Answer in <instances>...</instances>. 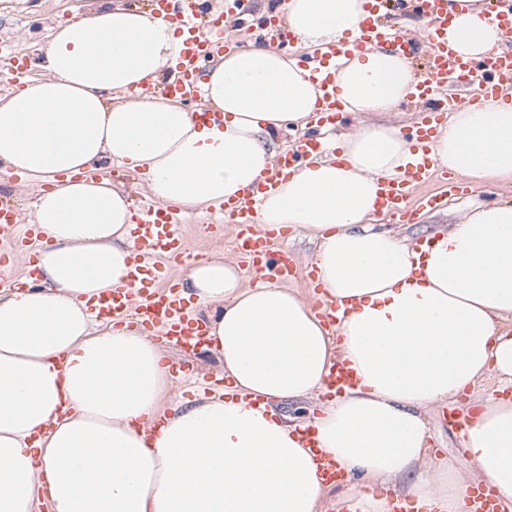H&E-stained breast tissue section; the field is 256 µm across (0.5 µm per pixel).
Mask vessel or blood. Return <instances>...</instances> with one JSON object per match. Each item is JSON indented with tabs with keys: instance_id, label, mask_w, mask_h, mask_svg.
<instances>
[{
	"instance_id": "1",
	"label": "vessel or blood",
	"mask_w": 512,
	"mask_h": 512,
	"mask_svg": "<svg viewBox=\"0 0 512 512\" xmlns=\"http://www.w3.org/2000/svg\"><path fill=\"white\" fill-rule=\"evenodd\" d=\"M153 4L154 15L176 23L182 38L176 63L180 76L166 86V98L193 103L192 116L198 125L223 127V113L200 102L201 81L214 54L224 48L225 19L247 15L250 0H153ZM391 5L397 13L425 19L423 37L383 24L381 18ZM365 8L368 15L356 36L325 44L315 54L309 69V79L320 91L315 117L317 122L332 127L338 125L344 112L336 87L338 59L376 47L405 57L420 52L427 55V71L409 92L410 99L424 107V116L412 133L418 151L399 177L381 181L377 198L378 212L401 220L408 215L413 193L445 174L432 159L428 146L441 120L462 105L478 104L483 97L512 103V52L490 56L476 65L449 49L447 30L452 17L448 0H367ZM265 36L279 47H290L295 42L292 32L276 16L267 19ZM28 70L26 55H0V83L23 86ZM324 150L315 133H308L277 156L263 180L245 189L236 200L220 204L224 220L209 225L208 230L220 238L225 224L237 225L233 249L256 276L285 283L294 275L287 251L274 248L271 233L256 225L259 195L275 188L301 163ZM186 222L182 208L171 202H151L134 212L132 234L136 247L126 276L129 289L99 299L92 307L97 321L163 337L187 354L205 345L206 331L202 324L186 318L173 276L174 268L192 257L184 235ZM36 239L34 225L22 223L15 213L0 209V288L22 287L24 275L16 268L14 258Z\"/></svg>"
}]
</instances>
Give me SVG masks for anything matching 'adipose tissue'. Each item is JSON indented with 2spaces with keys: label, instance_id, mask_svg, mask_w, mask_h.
Returning a JSON list of instances; mask_svg holds the SVG:
<instances>
[{
  "label": "adipose tissue",
  "instance_id": "adipose-tissue-1",
  "mask_svg": "<svg viewBox=\"0 0 512 512\" xmlns=\"http://www.w3.org/2000/svg\"><path fill=\"white\" fill-rule=\"evenodd\" d=\"M365 2L287 0L283 20L311 50L355 34ZM447 37L473 60L504 41L477 0ZM178 44L151 11L101 0L55 30L42 78L0 98V169L42 190L40 280L0 289V512H467L482 483L512 512V203L477 207L417 248L368 222L380 180L413 146L382 119L415 77L405 57L337 61L347 112L379 121L341 135V161L308 160L259 205L261 227L316 241L317 284L349 306L336 325L285 285H246L223 253L179 269L229 381L185 405L163 346L93 322L89 303L125 286L133 253V202L105 178L111 164L144 177L148 197L203 210L262 179L280 133L316 106L297 59L261 45L207 72L204 99L223 129L137 97ZM433 152L464 178L512 177V105L460 107ZM336 363L358 382L331 397ZM487 378L497 394L463 402ZM316 396L312 417L276 410ZM473 405L461 453L433 456L430 415ZM307 434L346 481H324Z\"/></svg>",
  "mask_w": 512,
  "mask_h": 512
}]
</instances>
